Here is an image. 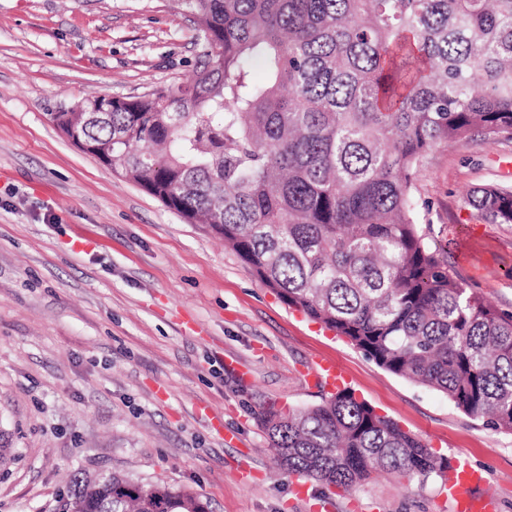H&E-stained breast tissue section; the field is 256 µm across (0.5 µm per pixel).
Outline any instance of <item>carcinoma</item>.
Wrapping results in <instances>:
<instances>
[{"label":"carcinoma","mask_w":512,"mask_h":512,"mask_svg":"<svg viewBox=\"0 0 512 512\" xmlns=\"http://www.w3.org/2000/svg\"><path fill=\"white\" fill-rule=\"evenodd\" d=\"M194 79L54 114L99 161L204 224L288 305L389 372L512 433V313L426 242L414 178L437 145L512 140V0H180ZM512 224V187L474 191ZM260 422L275 462L326 487L445 480L448 461L347 390ZM64 512H209L114 472Z\"/></svg>","instance_id":"1"}]
</instances>
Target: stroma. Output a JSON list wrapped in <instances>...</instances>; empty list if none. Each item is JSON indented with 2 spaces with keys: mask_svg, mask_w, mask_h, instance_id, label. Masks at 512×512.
<instances>
[{
  "mask_svg": "<svg viewBox=\"0 0 512 512\" xmlns=\"http://www.w3.org/2000/svg\"><path fill=\"white\" fill-rule=\"evenodd\" d=\"M179 0H0V512H62L68 483L118 471L197 493L211 512H451L440 479L349 490L278 470L258 415L320 402L334 361L350 390L447 459L467 456L512 512V434L395 375L263 285L223 240L72 145L51 113L193 74ZM512 187V141L475 132L414 181L426 241L512 313V224L470 190ZM224 416L213 434L203 414Z\"/></svg>",
  "mask_w": 512,
  "mask_h": 512,
  "instance_id": "1",
  "label": "stroma"
}]
</instances>
